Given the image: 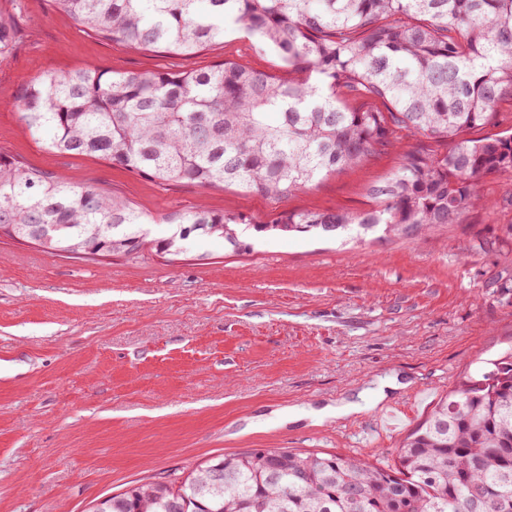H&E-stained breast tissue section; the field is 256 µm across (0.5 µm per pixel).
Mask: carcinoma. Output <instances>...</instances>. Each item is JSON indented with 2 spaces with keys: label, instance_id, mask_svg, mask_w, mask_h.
Wrapping results in <instances>:
<instances>
[{
  "label": "carcinoma",
  "instance_id": "1",
  "mask_svg": "<svg viewBox=\"0 0 512 512\" xmlns=\"http://www.w3.org/2000/svg\"><path fill=\"white\" fill-rule=\"evenodd\" d=\"M76 22L135 49L190 55L235 25L288 76L233 59L186 72L45 71L19 109L55 153L95 156L162 185L233 186L286 199L418 140L360 212L283 211L266 223L200 206L154 238L127 200L0 153V236L82 261L188 251L190 237L243 247L257 232L416 238L487 208L483 182L512 174V0H55ZM224 469L213 489L208 468ZM512 512V349L462 377L378 468L324 452L260 448L178 481L144 482L92 512Z\"/></svg>",
  "mask_w": 512,
  "mask_h": 512
}]
</instances>
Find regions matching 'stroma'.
<instances>
[{
  "label": "stroma",
  "instance_id": "1",
  "mask_svg": "<svg viewBox=\"0 0 512 512\" xmlns=\"http://www.w3.org/2000/svg\"><path fill=\"white\" fill-rule=\"evenodd\" d=\"M0 152L112 192L154 219L199 204L266 222L285 211L371 207L401 149L274 200L233 187L162 186L94 156L58 154L19 100L52 70L205 69L230 58L275 74L235 28L191 55L134 49L54 0H0ZM495 206L410 239L247 230L249 248L193 239L184 259L85 262L0 238V512H87L205 460L294 448L394 465L404 437L467 374L512 347V174ZM360 404L323 422L308 410ZM301 411L288 420V409Z\"/></svg>",
  "mask_w": 512,
  "mask_h": 512
}]
</instances>
